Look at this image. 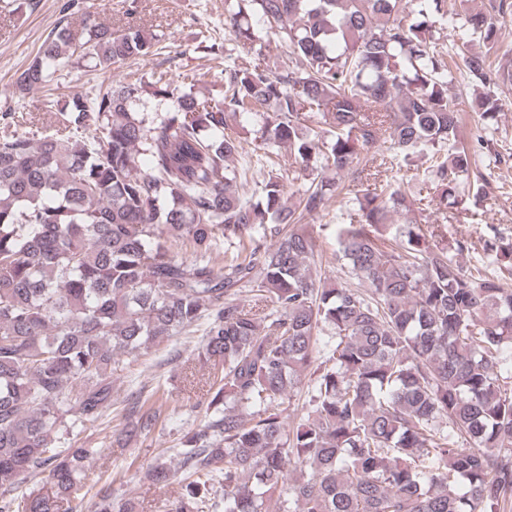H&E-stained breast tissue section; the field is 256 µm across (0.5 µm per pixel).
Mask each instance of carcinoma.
<instances>
[{"label":"carcinoma","instance_id":"1","mask_svg":"<svg viewBox=\"0 0 512 512\" xmlns=\"http://www.w3.org/2000/svg\"><path fill=\"white\" fill-rule=\"evenodd\" d=\"M447 15L448 0H224V32L259 56L276 36L286 69L226 56L220 100L165 82L154 94L168 108L148 122L142 86L120 83L68 97L49 135L0 139V512L83 501L101 449L82 435L112 404L119 356L194 332L209 371L183 382L203 423L178 439L177 467L159 458L144 473L155 485L186 474L168 512L218 497L224 512H512V288L466 273L417 224L372 232L410 212L404 178L391 191L385 175L415 157L430 161L437 211L463 179L484 200L493 173L478 155L512 160L494 138L460 143L465 107L506 105L512 71L489 58L512 0L464 8L443 44ZM153 47L136 27L88 18L77 33L63 17L15 88ZM458 74L481 88L468 103L448 94ZM238 114L260 118L263 153L228 132ZM282 147L294 168L251 184ZM347 175L367 185L337 233L357 288L322 278L302 229ZM226 240L237 246L217 269ZM159 391L139 390L117 442L152 431ZM92 512L136 506L105 492Z\"/></svg>","mask_w":512,"mask_h":512}]
</instances>
